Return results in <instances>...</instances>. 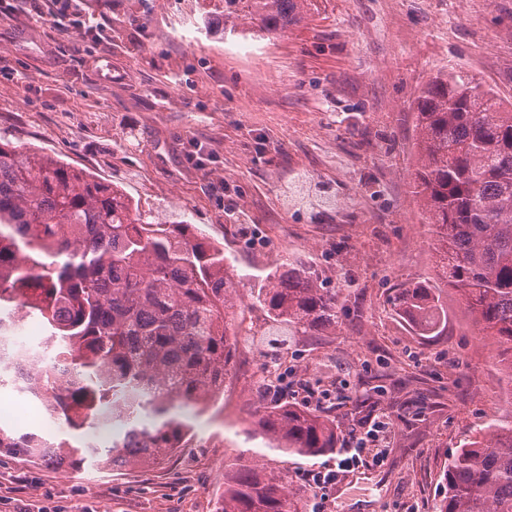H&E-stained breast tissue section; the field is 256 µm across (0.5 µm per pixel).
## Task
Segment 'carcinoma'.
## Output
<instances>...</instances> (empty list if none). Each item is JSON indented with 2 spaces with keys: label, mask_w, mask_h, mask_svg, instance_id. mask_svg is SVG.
Listing matches in <instances>:
<instances>
[{
  "label": "carcinoma",
  "mask_w": 512,
  "mask_h": 512,
  "mask_svg": "<svg viewBox=\"0 0 512 512\" xmlns=\"http://www.w3.org/2000/svg\"><path fill=\"white\" fill-rule=\"evenodd\" d=\"M222 2L224 16L273 33L310 0ZM411 110L415 193L436 260L432 279L397 289L394 311L436 336L447 321L440 284H450L480 335L512 348V107L466 72L439 70ZM285 202L332 208L336 197L301 174ZM234 271L188 221L142 213L120 186L0 141V323L20 311L41 324L53 360L27 394L57 425L52 435L0 425V454L54 470L153 467L187 447L176 411L224 392L238 342L265 336L275 364L296 337L336 332L340 293L313 266L284 257L253 277L259 333L239 319ZM254 400L251 438L267 448L308 461L339 447L336 419L283 400L272 379ZM110 421L124 439L88 438ZM442 484L434 512H512V414L457 449ZM307 499L288 468L239 454L224 464L216 512H307Z\"/></svg>",
  "instance_id": "carcinoma-1"
}]
</instances>
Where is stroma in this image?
Wrapping results in <instances>:
<instances>
[{"mask_svg": "<svg viewBox=\"0 0 512 512\" xmlns=\"http://www.w3.org/2000/svg\"><path fill=\"white\" fill-rule=\"evenodd\" d=\"M276 33L254 35L222 0H73L82 36L0 0V138L115 183L141 211L186 219L223 243L244 277L290 256L341 289L332 336L285 356L288 401L329 390L310 411L351 445L391 421L382 460L342 473L320 512H433L457 448L512 412L503 348L478 335L455 292L440 336L413 334L393 285L433 274L412 172L410 105L437 71L462 70L512 100V0H318ZM309 174L336 194L321 214L282 192ZM250 225L243 238L240 225ZM265 359L242 344L234 398L187 416L192 439L168 463L126 475L69 473L0 457V512H214L224 462L264 453L248 437ZM0 424L48 432L38 401L0 386Z\"/></svg>", "mask_w": 512, "mask_h": 512, "instance_id": "stroma-1", "label": "stroma"}]
</instances>
